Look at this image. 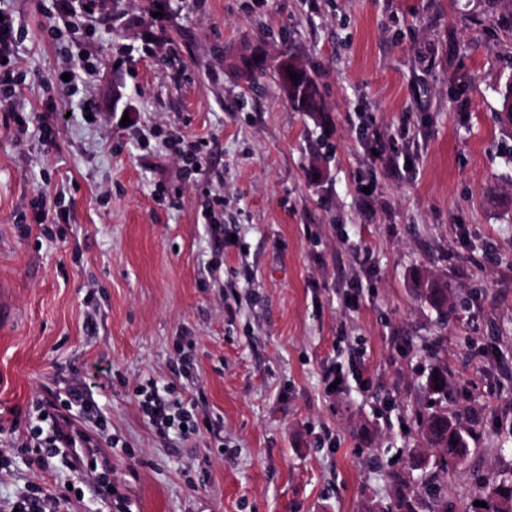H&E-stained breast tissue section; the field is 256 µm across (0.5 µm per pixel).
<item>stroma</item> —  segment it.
<instances>
[{
    "label": "stroma",
    "mask_w": 512,
    "mask_h": 512,
    "mask_svg": "<svg viewBox=\"0 0 512 512\" xmlns=\"http://www.w3.org/2000/svg\"><path fill=\"white\" fill-rule=\"evenodd\" d=\"M52 3L10 0L13 101L34 123L17 135L0 110V512L38 489L64 512H368L419 476L438 357L449 411L484 425L441 478L462 512L512 467V129L492 119L512 10L167 0L155 17L120 0L116 27L56 31ZM257 48L311 71L323 111H295L273 72L249 92L238 71ZM83 64L92 76L59 81ZM428 277L453 293L442 327L414 293ZM103 370L108 392L88 383ZM149 378L194 407L196 434L148 423L133 389ZM74 393L123 505L61 452L33 463L37 406Z\"/></svg>",
    "instance_id": "stroma-1"
}]
</instances>
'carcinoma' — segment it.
<instances>
[{"label": "carcinoma", "mask_w": 512, "mask_h": 512, "mask_svg": "<svg viewBox=\"0 0 512 512\" xmlns=\"http://www.w3.org/2000/svg\"><path fill=\"white\" fill-rule=\"evenodd\" d=\"M243 78L248 87L269 68L279 73L280 86H288L284 95L298 112L323 111V99L315 77L304 67L296 64L286 54L271 61L259 50H254L243 61ZM293 71L299 80H290L288 71ZM497 120L512 126V81L501 91V110ZM420 298L446 322L448 310L453 308V299L448 284L437 279L428 280L418 289ZM425 388L432 398L433 406L420 417V427L426 447L434 450V460L420 456L415 469L422 471L419 478L421 490H409L390 503L375 505L369 512H448V502L442 496L443 486L437 484L448 469L464 463L474 453L470 439L480 432L482 424L473 422L466 430L457 424L455 416L448 412V365L437 362L428 373ZM477 500L486 503L482 512H512V473L499 474L483 482Z\"/></svg>", "instance_id": "cac0c4a2"}]
</instances>
